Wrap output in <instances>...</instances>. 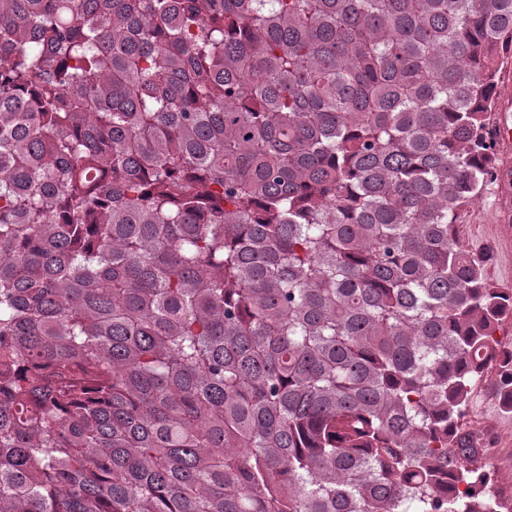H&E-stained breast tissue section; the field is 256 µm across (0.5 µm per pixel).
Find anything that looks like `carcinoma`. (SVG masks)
Instances as JSON below:
<instances>
[{
	"label": "carcinoma",
	"mask_w": 512,
	"mask_h": 512,
	"mask_svg": "<svg viewBox=\"0 0 512 512\" xmlns=\"http://www.w3.org/2000/svg\"><path fill=\"white\" fill-rule=\"evenodd\" d=\"M507 55L512 0H0V512H512ZM512 102L508 98L497 106L493 126L495 150L506 159L512 156ZM498 182L504 189L503 223L511 225L512 165L498 169ZM499 184L477 204L458 210V234L463 245L476 254L486 250L492 255L487 266L488 279L503 288L512 287V232L507 233L501 223V193ZM495 374L485 371L483 380L473 390L471 415L487 425L488 436L495 439L498 448L494 470L495 488L504 498L512 496V413L499 409L495 394Z\"/></svg>",
	"instance_id": "1"
}]
</instances>
